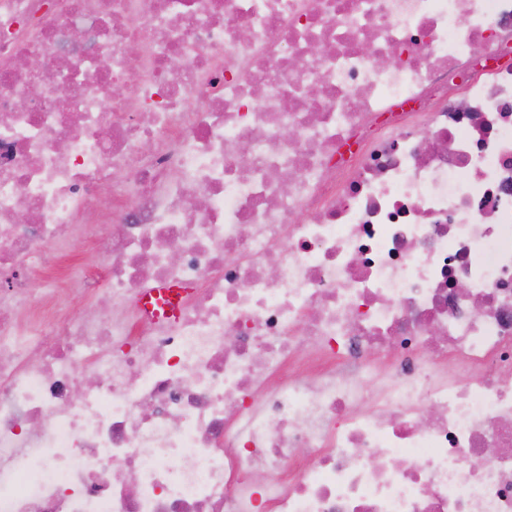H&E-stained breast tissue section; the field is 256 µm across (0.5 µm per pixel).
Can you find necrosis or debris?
<instances>
[{
	"label": "necrosis or debris",
	"mask_w": 512,
	"mask_h": 512,
	"mask_svg": "<svg viewBox=\"0 0 512 512\" xmlns=\"http://www.w3.org/2000/svg\"><path fill=\"white\" fill-rule=\"evenodd\" d=\"M0 512H512V0H0ZM68 259L79 262L87 269H95L98 266L91 245L80 233L75 234L71 241Z\"/></svg>",
	"instance_id": "necrosis-or-debris-1"
}]
</instances>
